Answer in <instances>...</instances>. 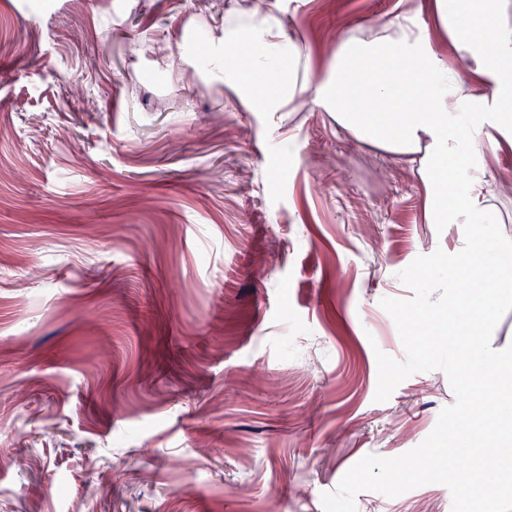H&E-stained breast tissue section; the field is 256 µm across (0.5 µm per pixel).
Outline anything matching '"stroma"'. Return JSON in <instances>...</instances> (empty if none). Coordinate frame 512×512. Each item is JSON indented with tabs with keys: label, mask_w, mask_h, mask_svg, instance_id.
<instances>
[{
	"label": "stroma",
	"mask_w": 512,
	"mask_h": 512,
	"mask_svg": "<svg viewBox=\"0 0 512 512\" xmlns=\"http://www.w3.org/2000/svg\"><path fill=\"white\" fill-rule=\"evenodd\" d=\"M226 0H0V512H323L361 458L455 400L404 360L384 297L468 227L312 106L150 81ZM396 0H288L313 58ZM81 83L99 110L66 94ZM427 484L356 512H449Z\"/></svg>",
	"instance_id": "1"
}]
</instances>
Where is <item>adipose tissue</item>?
I'll return each instance as SVG.
<instances>
[{"mask_svg":"<svg viewBox=\"0 0 512 512\" xmlns=\"http://www.w3.org/2000/svg\"><path fill=\"white\" fill-rule=\"evenodd\" d=\"M201 36L196 73L238 92L274 76L265 93L246 98L248 111L313 104L357 142L405 159L423 186L427 223L481 225L487 277L458 303L455 324L498 304V235L512 223L501 210L512 179L495 170L498 153L512 149V0H397L394 15L337 39L320 65L260 0H232Z\"/></svg>","mask_w":512,"mask_h":512,"instance_id":"adipose-tissue-1","label":"adipose tissue"}]
</instances>
